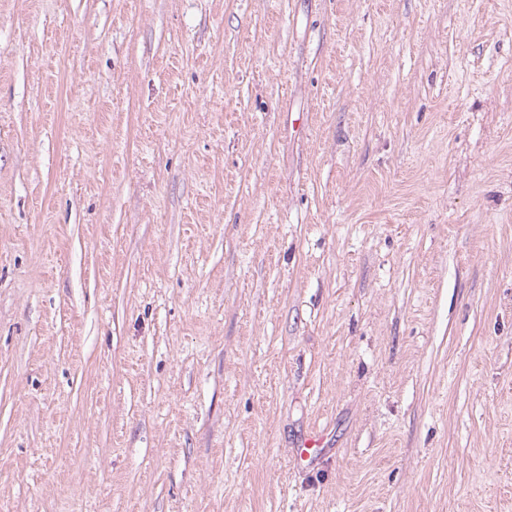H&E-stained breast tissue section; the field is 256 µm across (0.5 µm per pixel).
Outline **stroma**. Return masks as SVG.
<instances>
[{"label": "stroma", "mask_w": 512, "mask_h": 512, "mask_svg": "<svg viewBox=\"0 0 512 512\" xmlns=\"http://www.w3.org/2000/svg\"><path fill=\"white\" fill-rule=\"evenodd\" d=\"M0 512H512V0H0ZM322 439L317 435H309L299 448L293 449L294 463L302 465L304 462L311 463L323 453L321 448Z\"/></svg>", "instance_id": "stroma-1"}]
</instances>
